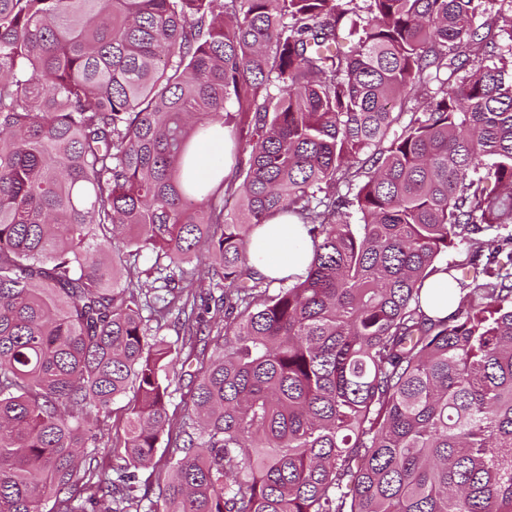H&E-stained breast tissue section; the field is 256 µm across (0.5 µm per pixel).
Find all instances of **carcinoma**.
<instances>
[{
  "instance_id": "carcinoma-1",
  "label": "carcinoma",
  "mask_w": 512,
  "mask_h": 512,
  "mask_svg": "<svg viewBox=\"0 0 512 512\" xmlns=\"http://www.w3.org/2000/svg\"><path fill=\"white\" fill-rule=\"evenodd\" d=\"M492 14L512 42V0H0V512H512ZM214 124L241 181L213 190ZM284 212L314 247L290 285L247 256ZM204 253L223 343L175 419L202 334L175 270ZM443 270L472 288L432 318ZM126 396L104 469L93 422ZM163 439L171 479L139 484ZM195 156V169L200 180L212 184L222 169L224 177L230 172L231 159L228 154V145L225 132L209 136L199 141L193 149ZM448 273L439 272L429 278L422 289V307L424 311L435 317L450 316L456 305L454 298L448 294ZM197 361L195 358L192 360V365L185 370L190 371L182 374V377H178L173 382L170 391V413L174 412L177 418H180L184 413L187 412V408L190 405V388H191V377L188 374H194Z\"/></svg>"
}]
</instances>
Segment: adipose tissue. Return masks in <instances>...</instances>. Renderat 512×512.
Masks as SVG:
<instances>
[{
  "label": "adipose tissue",
  "instance_id": "obj_1",
  "mask_svg": "<svg viewBox=\"0 0 512 512\" xmlns=\"http://www.w3.org/2000/svg\"><path fill=\"white\" fill-rule=\"evenodd\" d=\"M193 153L197 176L206 183H213L221 171L231 167L225 134L218 133L199 141ZM312 255V245L303 224L285 213L258 226L248 246L250 265L275 279L293 281L304 275Z\"/></svg>",
  "mask_w": 512,
  "mask_h": 512
}]
</instances>
